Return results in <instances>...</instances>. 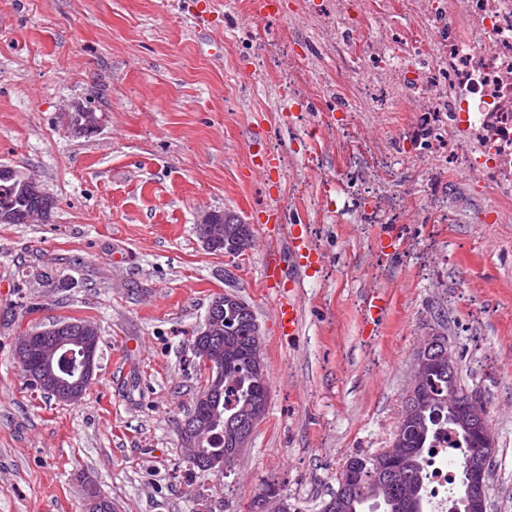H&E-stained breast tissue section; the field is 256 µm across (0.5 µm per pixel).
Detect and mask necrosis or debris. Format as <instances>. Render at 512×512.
I'll list each match as a JSON object with an SVG mask.
<instances>
[{
	"label": "necrosis or debris",
	"mask_w": 512,
	"mask_h": 512,
	"mask_svg": "<svg viewBox=\"0 0 512 512\" xmlns=\"http://www.w3.org/2000/svg\"><path fill=\"white\" fill-rule=\"evenodd\" d=\"M472 23L468 41L448 44V83L453 111L483 129L484 155L512 163V0H467ZM447 434L433 441L425 457L424 495L429 512H452L454 458Z\"/></svg>",
	"instance_id": "necrosis-or-debris-1"
}]
</instances>
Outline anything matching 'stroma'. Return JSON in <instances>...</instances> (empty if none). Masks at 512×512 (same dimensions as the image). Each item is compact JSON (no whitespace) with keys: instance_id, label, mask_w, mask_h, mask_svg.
<instances>
[{"instance_id":"obj_1","label":"stroma","mask_w":512,"mask_h":512,"mask_svg":"<svg viewBox=\"0 0 512 512\" xmlns=\"http://www.w3.org/2000/svg\"><path fill=\"white\" fill-rule=\"evenodd\" d=\"M468 32L457 0H0V168L56 200L48 223L0 224V512H86L84 475L115 512H246L264 483L320 512L347 458L389 447L432 333L488 407L490 512H512V173L480 167L430 78ZM80 108L94 133H70ZM212 211L250 224L251 248L207 251ZM269 263L286 278L266 284ZM225 292L260 326L269 398L219 477L177 425ZM64 319L101 336L77 402L15 357ZM279 327L282 332L288 330V336L295 335L299 328L300 317L295 300H279L278 302Z\"/></svg>"}]
</instances>
